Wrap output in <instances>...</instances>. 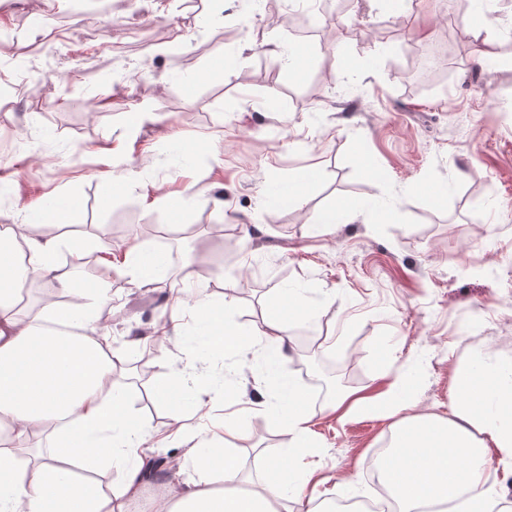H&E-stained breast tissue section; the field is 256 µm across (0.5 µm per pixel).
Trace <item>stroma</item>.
Here are the masks:
<instances>
[{
  "mask_svg": "<svg viewBox=\"0 0 512 512\" xmlns=\"http://www.w3.org/2000/svg\"><path fill=\"white\" fill-rule=\"evenodd\" d=\"M109 4L101 15L75 0H0V226L24 225L53 196L71 203L66 221L45 224L64 254L108 243L119 263L128 244L177 236L152 284L113 276L97 313L104 351L151 369L125 407L168 437L152 451L163 461L156 481L187 446L173 431L192 390L168 363L191 352L198 329L185 316L179 341L154 335L175 296L206 295L253 328L301 287L308 315L292 327L323 333L318 357L350 370L358 396L410 372L416 415L449 416L457 364L512 362V0L490 4L500 61L489 68L475 63L482 37L455 0H411L399 16L384 0H349L337 18L310 0H279L273 15L246 0ZM271 42L301 52L304 72L271 55ZM240 48L244 59L225 66ZM310 165L317 180L300 205L264 203ZM105 172L138 187L106 195ZM328 208L338 224L313 229ZM254 222L263 236L244 238ZM264 357L199 360L217 391L193 420L199 430L244 408ZM307 361L295 342L283 371L308 399L311 447H293L257 412L231 442L253 478L273 458L314 474L288 512L326 499L323 477L372 498V456L391 435L376 411L339 418L321 386L301 381ZM156 384L182 403L152 399Z\"/></svg>",
  "mask_w": 512,
  "mask_h": 512,
  "instance_id": "stroma-1",
  "label": "stroma"
}]
</instances>
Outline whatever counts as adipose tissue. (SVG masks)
Listing matches in <instances>:
<instances>
[{
    "label": "adipose tissue",
    "instance_id": "adipose-tissue-1",
    "mask_svg": "<svg viewBox=\"0 0 512 512\" xmlns=\"http://www.w3.org/2000/svg\"><path fill=\"white\" fill-rule=\"evenodd\" d=\"M16 244L8 230L0 231V433L11 439L0 446V512H130L149 480L144 463L152 435L129 420L112 358L90 336L96 312L112 290L90 292L63 278L61 289L74 296L69 306L52 303L20 314L19 286L53 271L61 242L32 231L24 240L23 263ZM176 311L207 326L209 343L224 355L238 356L262 345L281 359L291 320L305 313L300 301L291 300L287 315L272 314L255 331L224 320L222 309L202 295L189 303L177 301ZM46 322L77 326L85 337L76 343L42 333L39 326ZM455 386L457 404L448 418L409 415L414 399L404 375L382 398L339 393L331 402L332 411L345 417L372 410L393 417L385 477L398 512H418L424 502L462 495L467 512H489L495 494L484 486V470L494 462L512 466V365L495 360L460 364ZM299 401L298 389L284 379L263 407L302 448L312 415ZM41 429L56 437L51 452L17 468L13 441H25ZM185 458L192 475L173 472L178 491L161 494L155 512H280L292 482L288 466L278 461L271 463L268 479L252 482L241 474L230 449L212 447L204 438L187 448ZM100 459L120 466L121 494L94 493L70 469Z\"/></svg>",
    "mask_w": 512,
    "mask_h": 512
}]
</instances>
